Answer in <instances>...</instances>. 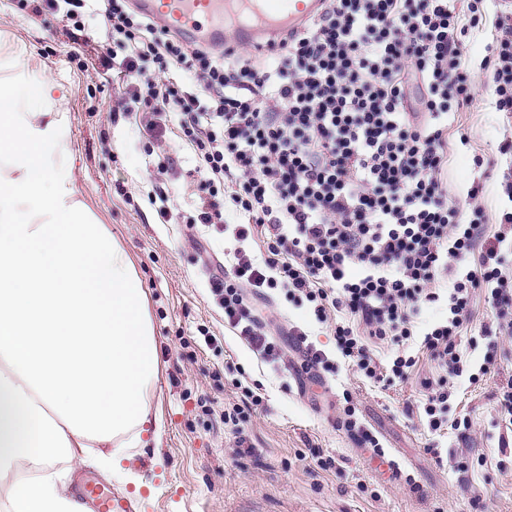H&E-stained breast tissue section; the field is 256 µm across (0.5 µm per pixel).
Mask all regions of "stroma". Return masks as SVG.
<instances>
[{
    "mask_svg": "<svg viewBox=\"0 0 512 512\" xmlns=\"http://www.w3.org/2000/svg\"><path fill=\"white\" fill-rule=\"evenodd\" d=\"M483 8L484 21L467 38L464 54L485 104L460 113L450 131L445 178L449 201L461 205L473 184L482 185L480 240L487 243L501 231L502 213L512 211L505 190L512 183V153L500 151L512 140V118L489 101L492 73L481 61L496 36L500 8L495 0H484ZM73 47L61 23L32 19L16 0H0V84L14 82L11 60L20 55L31 75L49 78L65 93L58 116L74 161V198L122 245L146 290L158 343L149 400L161 431L158 440L128 449L118 475L86 452L56 463L65 481L83 473L131 497L134 512H512V431L498 406L501 389L512 383V342L505 345L507 358L480 374L486 342L478 333L492 319L483 293L474 295L463 331L478 339L466 349L467 373L450 381L449 418L464 415L472 423L463 435L428 426L423 383L442 372L418 344L410 346L417 363L405 378L386 384L364 379L339 357L331 328L316 323L308 304L277 290L259 302L272 331L282 339L290 327L301 328L309 345L335 357L336 369L310 379L293 347L284 366L265 363L225 323L208 284L210 273L230 272L235 248L265 256L262 237L238 242L225 233V225L244 221L229 203L223 223H197L198 158L182 138L178 114H168L162 142L153 141L142 113L114 112L126 91L116 71L83 68L68 56ZM163 152L177 163L159 175L153 165ZM478 157L483 166L475 165ZM163 204L171 211L166 219L159 214ZM247 389L260 401L250 408L240 445L224 413ZM349 402L379 438L385 459L343 426ZM313 448L332 457L335 468L321 470L308 456ZM390 460L401 478L388 470ZM409 476L414 485L406 484Z\"/></svg>",
    "mask_w": 512,
    "mask_h": 512,
    "instance_id": "stroma-1",
    "label": "stroma"
}]
</instances>
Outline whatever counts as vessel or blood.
<instances>
[{
  "label": "vessel or blood",
  "instance_id": "b4317fda",
  "mask_svg": "<svg viewBox=\"0 0 512 512\" xmlns=\"http://www.w3.org/2000/svg\"><path fill=\"white\" fill-rule=\"evenodd\" d=\"M323 0H136L139 11L180 33L187 44L220 43L226 22H234L237 43L262 45L266 35L299 27L316 15ZM79 492L91 512H130L125 496L94 482Z\"/></svg>",
  "mask_w": 512,
  "mask_h": 512
}]
</instances>
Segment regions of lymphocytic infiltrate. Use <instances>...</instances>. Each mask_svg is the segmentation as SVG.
Here are the masks:
<instances>
[{"instance_id": "f902f5d3", "label": "lymphocytic infiltrate", "mask_w": 512, "mask_h": 512, "mask_svg": "<svg viewBox=\"0 0 512 512\" xmlns=\"http://www.w3.org/2000/svg\"><path fill=\"white\" fill-rule=\"evenodd\" d=\"M105 8L103 67L121 59L129 98L158 118L180 112V127L202 161L200 223L220 224L215 202L224 183L245 218L234 235L257 233L263 262L235 252L232 278L213 276L224 321L263 359L284 364L286 353L255 314L251 297L266 288L310 304L318 322H334L336 346L363 377L392 382L415 358L397 353L380 366L365 344L374 338L420 345L449 376L467 359L461 331L475 290L493 312L482 326L486 366L499 341L512 338V267L500 245L484 246L479 267L463 270L485 213L468 192V212L448 202L443 173L448 129L457 112L476 104L463 52L469 30L483 22L482 0L460 13L457 0H325L322 11L277 35L271 63L253 62L240 47L187 46L180 36L155 35L157 26L131 0ZM485 58L496 111L512 112V18ZM358 276H350V267ZM446 302L448 316L425 332L415 318L425 304ZM332 321V320H331Z\"/></svg>"}]
</instances>
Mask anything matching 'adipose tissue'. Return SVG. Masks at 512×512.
Returning a JSON list of instances; mask_svg holds the SVG:
<instances>
[{
  "label": "adipose tissue",
  "mask_w": 512,
  "mask_h": 512,
  "mask_svg": "<svg viewBox=\"0 0 512 512\" xmlns=\"http://www.w3.org/2000/svg\"><path fill=\"white\" fill-rule=\"evenodd\" d=\"M54 85L14 107L0 90V475L99 444L98 462L158 430L157 345L146 295L105 225L74 201L70 152L48 110ZM11 512H80L58 472L14 485Z\"/></svg>",
  "instance_id": "ef3b65f1"
}]
</instances>
